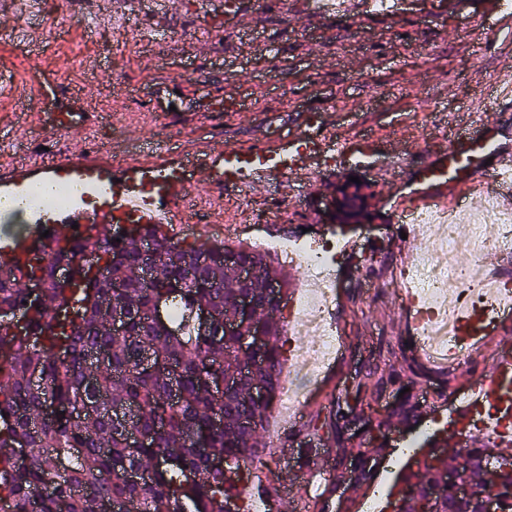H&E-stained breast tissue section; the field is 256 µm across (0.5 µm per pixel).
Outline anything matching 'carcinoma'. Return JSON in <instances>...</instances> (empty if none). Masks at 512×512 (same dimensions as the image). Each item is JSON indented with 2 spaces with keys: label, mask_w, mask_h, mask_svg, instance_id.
Listing matches in <instances>:
<instances>
[{
  "label": "carcinoma",
  "mask_w": 512,
  "mask_h": 512,
  "mask_svg": "<svg viewBox=\"0 0 512 512\" xmlns=\"http://www.w3.org/2000/svg\"><path fill=\"white\" fill-rule=\"evenodd\" d=\"M139 239L158 250L149 286L141 281ZM88 250L99 252L110 278L86 282L76 267L72 287L60 286L56 266ZM240 250L256 266L247 288L234 270L173 242L162 224H136L118 242L108 229L63 239L50 234L40 268L0 254V275H6L0 278V503L10 512H104L108 504L119 512H224L225 499L240 498L214 459L246 471L261 460V434L282 385L287 323L283 306L275 307L264 360L243 374L240 337L224 332V319L243 293L268 311L270 280L290 290L265 255ZM36 277L43 297L71 311L70 323L29 301L24 284ZM114 306L126 316L118 336L108 327ZM202 309L217 319L202 324ZM18 315L26 324L22 336L12 323ZM226 374L235 385L218 400L211 381ZM255 383L267 389L260 401L250 399ZM49 406L56 415L46 420ZM217 408L224 423L213 430ZM127 423L153 440L129 444L120 433ZM194 436L204 438L203 447L192 446ZM489 452L450 446L442 457L431 454L417 462L414 481L390 496L402 497L409 512H422L427 487L462 457L476 496L494 493L503 512H512V475L483 480ZM48 482L54 483L50 494L44 493Z\"/></svg>",
  "instance_id": "obj_1"
}]
</instances>
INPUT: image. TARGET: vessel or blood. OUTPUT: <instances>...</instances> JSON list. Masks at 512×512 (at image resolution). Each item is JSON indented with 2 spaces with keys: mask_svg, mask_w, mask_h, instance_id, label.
<instances>
[{
  "mask_svg": "<svg viewBox=\"0 0 512 512\" xmlns=\"http://www.w3.org/2000/svg\"><path fill=\"white\" fill-rule=\"evenodd\" d=\"M480 115L467 132L451 135L447 150L434 153L413 172L409 190L395 204L396 211L448 203L469 195L482 185L495 184L512 189V152L498 144L499 128L494 113L512 111V80L491 86L481 100ZM212 169L199 164L179 172L165 163L146 156L133 162L120 182L122 192L113 195L111 167L78 158L66 160L57 171L58 180L82 184L83 200L60 209L54 198H45L32 219L33 226L54 225L68 236L77 224H111L124 215H132L142 224H177L181 221L178 198L201 176H212ZM34 170L25 169L0 179V197L24 196L28 185L37 180ZM490 323L481 312L460 314L454 328V350L470 356L476 341L486 339ZM480 427L492 435L497 445L512 446V356L496 357L490 362L487 384L480 393L458 404L448 416V442L459 445L463 431ZM313 500L328 497L330 490L323 468L307 469L300 484Z\"/></svg>",
  "mask_w": 512,
  "mask_h": 512,
  "instance_id": "obj_1",
  "label": "vessel or blood"
}]
</instances>
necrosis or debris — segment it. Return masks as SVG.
I'll return each instance as SVG.
<instances>
[{
	"label": "necrosis or debris",
	"instance_id": "1",
	"mask_svg": "<svg viewBox=\"0 0 512 512\" xmlns=\"http://www.w3.org/2000/svg\"><path fill=\"white\" fill-rule=\"evenodd\" d=\"M423 247L411 252L390 277L398 303L413 310L418 322L417 346L428 356L447 351L452 325L466 310L483 311L500 330L512 319V287L501 274L481 269L484 255H512V210L493 205L480 209L463 206L416 208L402 217ZM468 225V235H458L459 225ZM264 251L284 255L303 271L301 295L290 335L302 341L301 360L293 370L296 378L315 381L323 366L334 360L339 344L332 317L333 283L329 266L335 260L333 239L305 244L268 238ZM289 383L281 404L297 415L306 391Z\"/></svg>",
	"mask_w": 512,
	"mask_h": 512
}]
</instances>
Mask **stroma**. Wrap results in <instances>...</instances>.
I'll return each mask as SVG.
<instances>
[{"label":"stroma","mask_w":512,"mask_h":512,"mask_svg":"<svg viewBox=\"0 0 512 512\" xmlns=\"http://www.w3.org/2000/svg\"><path fill=\"white\" fill-rule=\"evenodd\" d=\"M251 0H182L169 9L150 0L137 27L136 46L113 56L118 37L108 18L113 0H0L13 31L0 38V58H25L0 70V174L33 165L58 166L71 156L111 162L123 173L137 154L150 151L179 165L201 148L214 170L221 152L257 142L294 157L282 177L254 165L243 178L218 179L205 192L195 218L204 231L201 249L253 244L256 237L299 240L332 235L349 242L336 265L333 317L340 336L338 358L312 386L300 420L272 412L262 434L261 463L242 485L245 498L261 493L272 512H366L371 490L386 492L381 477L392 460L394 432L424 441L470 371L453 364L427 365L416 355L404 309L393 296L388 264L399 262L407 242L394 226L393 204L407 191L413 170L443 149L444 136L467 120L490 83L511 77L512 29L501 27L494 0H393V12L322 18L301 0H267L254 13ZM482 27L473 37V27ZM71 93L54 100L56 85ZM438 100L435 111L425 110ZM79 112L81 126L58 127L51 112ZM328 113L324 136L297 151L294 132ZM411 142L413 154L398 161L393 139ZM347 144L336 153L335 141ZM372 262L361 278L358 266ZM397 370L412 382L418 415L395 411L393 389L374 388L382 441L370 442L368 418L356 389L370 371ZM353 410L340 435L314 432L336 410ZM367 450L373 477L341 484L351 453ZM325 458L331 495L321 503L302 495L282 498L298 486L309 463Z\"/></svg>","instance_id":"stroma-1"}]
</instances>
